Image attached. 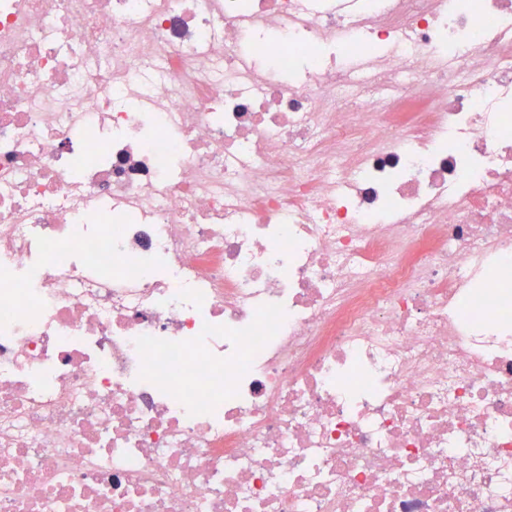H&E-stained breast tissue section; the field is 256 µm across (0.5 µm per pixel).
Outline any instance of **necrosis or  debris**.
I'll use <instances>...</instances> for the list:
<instances>
[{"mask_svg": "<svg viewBox=\"0 0 512 512\" xmlns=\"http://www.w3.org/2000/svg\"><path fill=\"white\" fill-rule=\"evenodd\" d=\"M0 512H512V0H0Z\"/></svg>", "mask_w": 512, "mask_h": 512, "instance_id": "1", "label": "necrosis or debris"}]
</instances>
